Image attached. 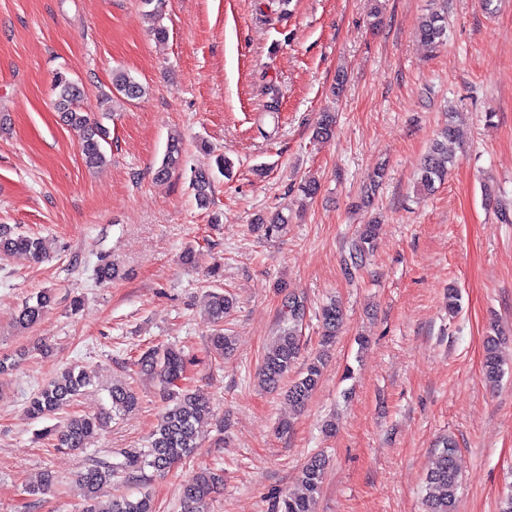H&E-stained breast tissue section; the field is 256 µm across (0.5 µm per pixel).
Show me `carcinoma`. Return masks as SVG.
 I'll list each match as a JSON object with an SVG mask.
<instances>
[{
    "label": "carcinoma",
    "mask_w": 512,
    "mask_h": 512,
    "mask_svg": "<svg viewBox=\"0 0 512 512\" xmlns=\"http://www.w3.org/2000/svg\"><path fill=\"white\" fill-rule=\"evenodd\" d=\"M447 32L446 15L438 9L431 8L424 14L417 27L420 39L428 45L436 46L443 42ZM112 88L126 96L138 97L144 94V87L129 73L122 70L112 72ZM56 91V108L61 113L64 123L79 137V150L85 164L98 168L106 163L101 140L106 136L102 124L90 117L78 106L80 89L65 72H58L54 77ZM335 132V116L330 112L322 114L321 120L313 129L312 137L316 141L326 142ZM456 136L453 121H448L446 128L424 156L420 167L418 186L432 191L435 183L444 180L452 163L448 157L444 142ZM181 160L179 143L169 145L167 152L156 170V178L165 179L178 167ZM198 205L206 208L210 204L211 180L204 173L194 175L191 180ZM288 223V218L280 213L269 217L258 216L254 220L257 228L269 235L279 232ZM376 228L366 224L351 240L349 245L350 268L356 270L362 266L364 259L373 250ZM15 252H25L40 259L46 254L45 240L38 236L19 234L6 224L0 225V255L7 256ZM52 297L44 293L34 302H25L16 315V326L30 329L39 323L50 307ZM234 306L232 297L224 291H213L207 301V313L216 326L210 343L221 354L233 350V338L224 332V314ZM305 317L303 301L295 296L288 297L281 319V327L271 352L265 357L259 372L263 386L274 389L282 378L288 375L300 355L299 326ZM344 309L340 302L333 300L321 308L322 344L331 343L344 322ZM141 367L151 372L158 383L168 405L153 431L149 446L143 452L125 451L123 460L112 461V452L93 457L90 463L78 473V478L85 488L84 502L78 512H155L152 498L143 493L138 497L119 495L112 497V502L99 506L98 494L101 488L112 483L120 473L129 474L146 467L157 476H164L185 459L193 456L200 448L199 428L211 416L207 401L189 393L178 391V383L184 374L182 353L170 346L153 348L142 354L139 359ZM323 370L322 357H315L307 362L299 377L289 386L288 402L302 409L311 400L320 382ZM484 370L486 379L495 383L503 375V361L499 354L497 338L490 336L486 340ZM86 372L76 366L68 368L60 377L51 380L41 388L29 401L27 413L32 420L46 419L57 415L89 385ZM112 413L100 415L68 416L63 423L43 429V433L54 437L59 448L82 449L87 440L102 430L111 416L121 415L138 406V397L129 388L114 385L110 390ZM457 449L447 442L437 451L434 466L427 475L428 494L425 499L426 512H456L459 474L456 464ZM328 458L317 453L310 456L301 468V492L287 493L279 497L277 512H316L319 495ZM223 483V476L211 469L196 470L182 485V502L184 512H204V505L217 493Z\"/></svg>",
    "instance_id": "cac0c4a2"
}]
</instances>
